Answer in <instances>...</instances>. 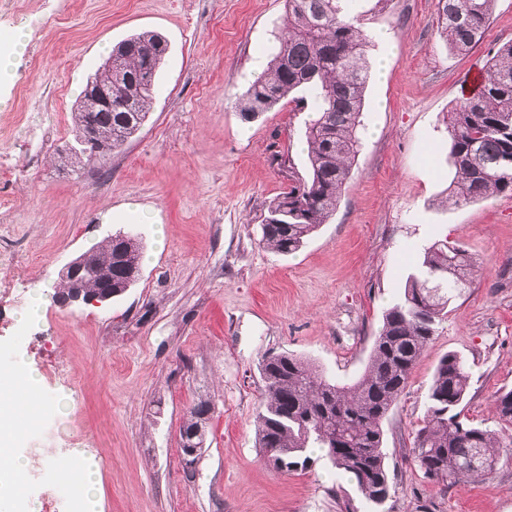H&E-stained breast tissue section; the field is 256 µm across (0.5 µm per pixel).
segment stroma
<instances>
[{"instance_id": "1", "label": "stroma", "mask_w": 512, "mask_h": 512, "mask_svg": "<svg viewBox=\"0 0 512 512\" xmlns=\"http://www.w3.org/2000/svg\"><path fill=\"white\" fill-rule=\"evenodd\" d=\"M371 34L360 151L336 212L296 253L260 248V224L291 173L305 174L309 108L282 100L243 120L235 100L269 59L285 0H0V39L30 41L0 81V372L16 351L47 399L30 448L81 446L99 464L95 512H366L324 457L280 475L256 446L259 373L270 352L314 361L329 379L362 374L385 310L424 250L449 239L479 268L414 367L384 422L393 489L383 512H512V452L492 475L441 488L410 448L434 368L455 353L471 372L462 419L499 429L512 390V195L448 207V114L468 75L512 41V0H496L481 41L451 51L438 0H362ZM168 44L142 127L104 163L63 167L73 105L131 34ZM135 230L138 280L102 307L18 313L61 270L119 231ZM210 401L206 450L186 476L187 408ZM52 465L33 490L40 512H82Z\"/></svg>"}]
</instances>
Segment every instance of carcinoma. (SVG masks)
I'll list each match as a JSON object with an SVG mask.
<instances>
[{"mask_svg": "<svg viewBox=\"0 0 512 512\" xmlns=\"http://www.w3.org/2000/svg\"><path fill=\"white\" fill-rule=\"evenodd\" d=\"M360 0H286L287 22L267 70L238 97L245 120L271 111L289 94L304 90L315 117L306 123L307 177L292 180L269 205L261 224L260 247L279 255L297 252L336 211L360 148L364 93L369 79V40ZM495 0H438L440 35L456 52L470 51L488 25ZM156 33L134 35L112 48V67L100 65L93 79L112 85V111L86 112L76 101L77 134L94 128L103 160L144 123L156 92V77L167 47ZM449 163L454 169L445 203L458 205L512 194V42L503 44L486 66L477 94L457 102L448 122ZM138 239L112 235L96 246L89 262L112 270V295H122L139 275ZM478 268L457 243L433 242L411 274L401 299L386 310L364 372L341 384L314 362L287 352L260 364L264 383L256 423L258 448L275 472L304 471L314 463L309 449L325 452L373 512L390 497L392 485L384 448V420L404 393L411 372L448 305L471 283ZM106 292L98 277L55 292L59 305L80 294ZM470 371L456 354L442 356L427 396L423 425L412 454L426 477L444 488L480 481L512 449V433L466 424L460 407ZM499 420L512 426V390L496 400ZM211 409L205 399L191 406L180 435L206 440Z\"/></svg>", "mask_w": 512, "mask_h": 512, "instance_id": "carcinoma-1", "label": "carcinoma"}]
</instances>
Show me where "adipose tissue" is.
I'll return each mask as SVG.
<instances>
[{
	"label": "adipose tissue",
	"mask_w": 512,
	"mask_h": 512,
	"mask_svg": "<svg viewBox=\"0 0 512 512\" xmlns=\"http://www.w3.org/2000/svg\"><path fill=\"white\" fill-rule=\"evenodd\" d=\"M9 371L19 383L12 400L0 402V512H39L31 490L35 460L24 448L27 427L21 409L41 405L43 391L23 354H16Z\"/></svg>",
	"instance_id": "adipose-tissue-1"
}]
</instances>
